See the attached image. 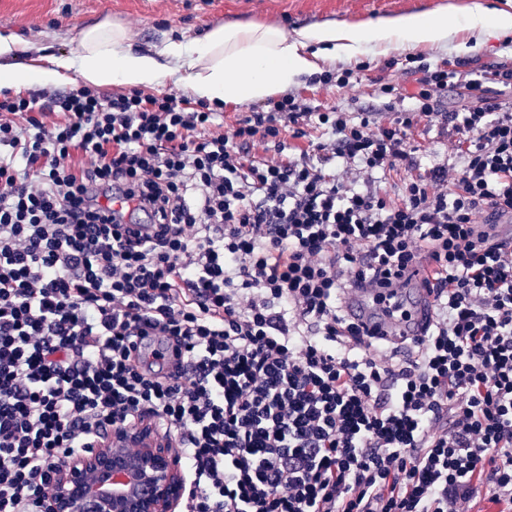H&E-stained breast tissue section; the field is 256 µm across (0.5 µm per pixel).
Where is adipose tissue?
I'll list each match as a JSON object with an SVG mask.
<instances>
[{"label": "adipose tissue", "mask_w": 512, "mask_h": 512, "mask_svg": "<svg viewBox=\"0 0 512 512\" xmlns=\"http://www.w3.org/2000/svg\"><path fill=\"white\" fill-rule=\"evenodd\" d=\"M480 32L511 31L512 11L488 10L482 0H436L424 12L376 21L323 23L288 31L272 24L227 23L188 43L134 46L126 29L101 23L80 31L76 52L49 65H23L22 47L0 33V87L26 88L76 76L86 85L157 87L178 75L197 98L226 103L262 100L319 71L329 57H352L362 45L385 49L447 46L460 22Z\"/></svg>", "instance_id": "ef3b65f1"}]
</instances>
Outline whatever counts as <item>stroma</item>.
<instances>
[{
  "label": "stroma",
  "mask_w": 512,
  "mask_h": 512,
  "mask_svg": "<svg viewBox=\"0 0 512 512\" xmlns=\"http://www.w3.org/2000/svg\"><path fill=\"white\" fill-rule=\"evenodd\" d=\"M435 0H0V29L13 33L43 56L72 55L83 28L104 21L126 25L136 45L162 40L202 38L218 24L264 23L284 29L354 18L378 19L402 12H423ZM428 62L466 58L489 66L512 58V31L475 42L460 23L448 46L422 52ZM296 92L314 104L357 111L377 104L370 86L322 87L302 82Z\"/></svg>",
  "instance_id": "35a3bbf8"
}]
</instances>
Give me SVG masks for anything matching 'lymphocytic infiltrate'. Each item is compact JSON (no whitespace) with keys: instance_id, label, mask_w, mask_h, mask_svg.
<instances>
[{"instance_id":"1","label":"lymphocytic infiltrate","mask_w":512,"mask_h":512,"mask_svg":"<svg viewBox=\"0 0 512 512\" xmlns=\"http://www.w3.org/2000/svg\"><path fill=\"white\" fill-rule=\"evenodd\" d=\"M405 71L372 111L288 92L229 126L219 101L0 90V512L146 418L181 445L180 512L512 504V62ZM422 122L456 165L423 167ZM424 259L436 318L399 365L343 303Z\"/></svg>"}]
</instances>
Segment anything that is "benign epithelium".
Masks as SVG:
<instances>
[{"instance_id":"obj_1","label":"benign epithelium","mask_w":512,"mask_h":512,"mask_svg":"<svg viewBox=\"0 0 512 512\" xmlns=\"http://www.w3.org/2000/svg\"><path fill=\"white\" fill-rule=\"evenodd\" d=\"M56 493L45 512H174L184 492L178 455L147 420L49 473Z\"/></svg>"}]
</instances>
